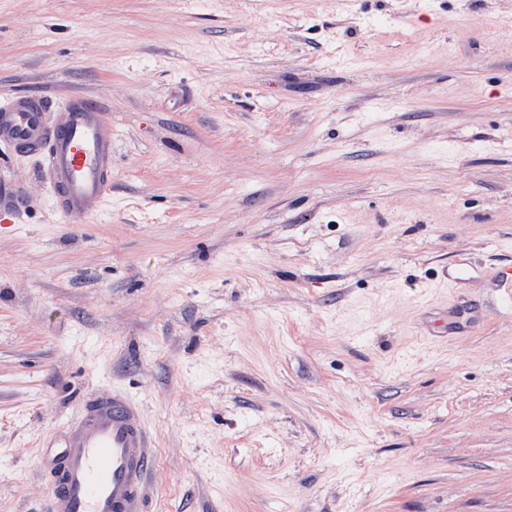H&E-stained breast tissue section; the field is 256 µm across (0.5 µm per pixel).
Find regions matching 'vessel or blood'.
<instances>
[{
	"instance_id": "obj_1",
	"label": "vessel or blood",
	"mask_w": 512,
	"mask_h": 512,
	"mask_svg": "<svg viewBox=\"0 0 512 512\" xmlns=\"http://www.w3.org/2000/svg\"><path fill=\"white\" fill-rule=\"evenodd\" d=\"M0 143L42 160L54 210L77 224L97 215L112 182V127L100 102L64 104L18 95L0 100ZM18 189L0 186V220L20 214ZM154 470L138 405L119 390L87 399L65 427L47 487L46 512H142Z\"/></svg>"
}]
</instances>
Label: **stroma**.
Wrapping results in <instances>:
<instances>
[{
	"label": "stroma",
	"instance_id": "stroma-1",
	"mask_svg": "<svg viewBox=\"0 0 512 512\" xmlns=\"http://www.w3.org/2000/svg\"><path fill=\"white\" fill-rule=\"evenodd\" d=\"M17 94L104 101L112 187L0 146V512L115 389L143 512H512V0H0ZM18 189L9 184H0V220L15 224L19 218L20 209L17 204Z\"/></svg>",
	"mask_w": 512,
	"mask_h": 512
}]
</instances>
